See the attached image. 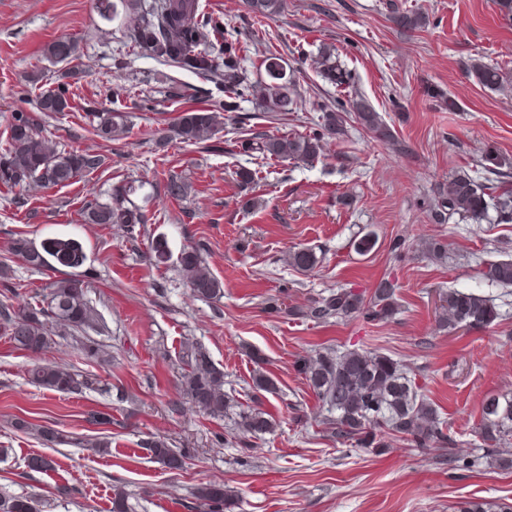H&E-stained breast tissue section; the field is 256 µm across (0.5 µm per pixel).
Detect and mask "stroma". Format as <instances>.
I'll return each instance as SVG.
<instances>
[{
    "label": "stroma",
    "mask_w": 512,
    "mask_h": 512,
    "mask_svg": "<svg viewBox=\"0 0 512 512\" xmlns=\"http://www.w3.org/2000/svg\"><path fill=\"white\" fill-rule=\"evenodd\" d=\"M202 12L238 41L250 82L268 77L263 62L277 57L300 106L269 112L259 99L240 101L234 119L212 139L188 145L169 132L183 112L211 109L222 99L213 82L160 64L132 49L129 24L106 21L96 0H0V154L10 143V118L33 110L34 100L57 80L59 65L46 56L51 42L79 40L71 107L35 115L38 129L59 150H89L103 168L51 190L0 185V305L42 307L50 283L68 268L35 270L11 246L23 237L77 240L86 254L77 273L93 310V325L57 340L40 353L15 347L0 322V497H33L36 512H109L124 492L129 512H202L192 496L206 483L237 496L233 512H459L464 503L512 505V469L488 465L474 472L442 464L435 448H410L387 436L376 454L341 444L308 389L299 362L328 347L376 351L397 360L448 423L460 453L473 452L475 427L486 396L512 394V287L486 288L499 312L486 329L435 330L438 289L476 285L487 263L512 258V224L435 223L426 208L436 184L473 171L486 147L512 162V22L495 0H287L273 20L250 17L245 0H200ZM422 9L425 26L400 29L392 6ZM331 47L351 70L354 84L338 88L316 69ZM123 70H115L116 59ZM482 60L501 67L507 82L490 90L468 78L466 66ZM186 94L170 96L173 84ZM459 104L451 112L427 88ZM366 97L393 130L383 143L348 123L326 139L312 164L257 160L242 147L240 126L276 136L309 132L317 103ZM128 115L121 140L98 136L94 111ZM169 136L158 146L160 136ZM255 170L240 185L235 173ZM191 186L181 201L167 199L170 175ZM138 180L135 196L148 224L127 234L121 224H88V204L110 200L119 183ZM375 232L367 255L353 242ZM165 235L172 260L148 259L152 238ZM409 254L394 261L392 238ZM448 245L436 260L421 244ZM201 245L205 265L224 284L213 301L196 298L175 259ZM314 249L312 270L296 269L293 247ZM397 285V314L383 322L356 317L319 324L295 316L337 288L366 293L381 277ZM101 344L99 356L82 349L83 337ZM193 342L224 371V389L248 404L254 357L277 383L263 407L273 432L239 436L233 416H212L180 392L182 349ZM55 363L88 375L90 388L67 396L30 384L26 371ZM111 416L97 424L96 413ZM66 437L45 441L42 428ZM161 437L186 448L185 470L153 462L143 443ZM108 442L99 451L95 442ZM52 458L55 469H29L31 457Z\"/></svg>",
    "instance_id": "obj_1"
}]
</instances>
